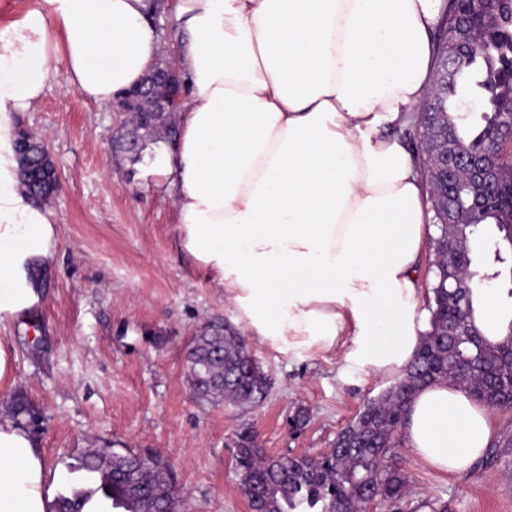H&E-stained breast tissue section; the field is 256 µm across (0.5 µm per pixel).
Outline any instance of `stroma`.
Segmentation results:
<instances>
[{
	"instance_id": "1",
	"label": "stroma",
	"mask_w": 512,
	"mask_h": 512,
	"mask_svg": "<svg viewBox=\"0 0 512 512\" xmlns=\"http://www.w3.org/2000/svg\"><path fill=\"white\" fill-rule=\"evenodd\" d=\"M122 120L68 89L62 71L18 116L45 144L61 180L47 204L59 230L57 264L39 305L8 331L15 389L41 413L35 433L53 492L63 490L73 456L105 443L164 459L182 489L175 512H250L235 470L238 434L254 433L272 456L324 452L391 381L336 356L291 360L251 340L268 379L259 401L233 406L195 395L187 379L191 340L233 313L181 250L161 177L113 152ZM300 409L308 421L290 430ZM490 419V446L460 475L395 448L392 461L414 492L369 512H512V409L491 411Z\"/></svg>"
}]
</instances>
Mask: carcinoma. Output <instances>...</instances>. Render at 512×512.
Here are the masks:
<instances>
[{
    "mask_svg": "<svg viewBox=\"0 0 512 512\" xmlns=\"http://www.w3.org/2000/svg\"><path fill=\"white\" fill-rule=\"evenodd\" d=\"M448 56L454 79L448 91L455 101L475 89L487 110L477 129L462 122L458 107L434 116L441 136L416 122L405 131L409 142L420 138L423 175L431 186L433 224L438 234L431 248L434 281L426 308L429 329L413 359L394 383L370 399L356 419L336 436L334 448L316 456H268L251 434L236 444L240 488L252 512H367L375 502H399L409 493V480L391 462L398 431L405 426L408 406L424 386L437 381L458 384L490 409L512 408V321L506 339L490 342L478 325L474 293L484 281L501 272L479 274L473 269L472 242L485 227H495L489 250L494 262L504 263L512 252V145L505 130L512 125V0H447L435 59ZM175 113L162 112L150 123H130L128 141H174ZM22 175L36 200L53 194L52 160L45 146L19 131ZM479 157L495 159L501 177L495 187L483 185L477 169L462 162ZM188 377L194 391L205 398L245 406L262 398L266 375L234 328L210 325L195 337ZM31 404L14 398L9 415L29 424ZM78 481L54 499L53 512H83L95 499L114 509L140 510L141 495H150L160 512H173V472L157 461L149 473L141 470L137 455L107 447L87 448L69 466Z\"/></svg>",
    "mask_w": 512,
    "mask_h": 512,
    "instance_id": "obj_1",
    "label": "carcinoma"
}]
</instances>
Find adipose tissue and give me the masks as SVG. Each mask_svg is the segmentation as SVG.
<instances>
[{
    "label": "adipose tissue",
    "instance_id": "obj_1",
    "mask_svg": "<svg viewBox=\"0 0 512 512\" xmlns=\"http://www.w3.org/2000/svg\"><path fill=\"white\" fill-rule=\"evenodd\" d=\"M440 0H177L188 95L154 171L180 247L233 320L291 359L338 355L392 377L420 341L419 261L435 232L405 126L431 88ZM147 0H35L0 27V331L41 300L58 228L21 180L16 116L57 69L108 105L161 51ZM488 409L437 382L412 399L405 445L463 472L491 436ZM33 433L0 415V512H51Z\"/></svg>",
    "mask_w": 512,
    "mask_h": 512
}]
</instances>
